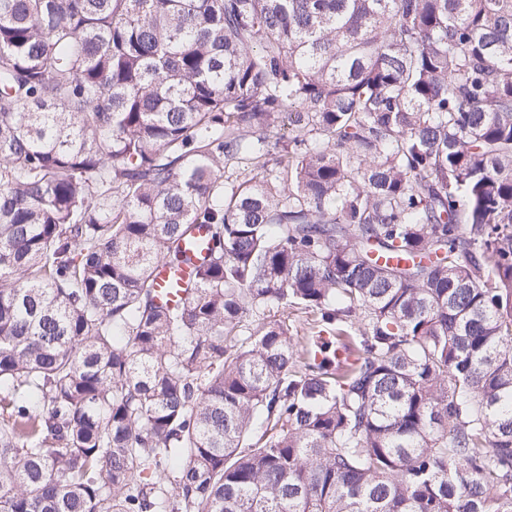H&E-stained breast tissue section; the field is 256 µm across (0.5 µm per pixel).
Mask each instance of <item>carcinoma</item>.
I'll return each instance as SVG.
<instances>
[{
    "label": "carcinoma",
    "mask_w": 512,
    "mask_h": 512,
    "mask_svg": "<svg viewBox=\"0 0 512 512\" xmlns=\"http://www.w3.org/2000/svg\"><path fill=\"white\" fill-rule=\"evenodd\" d=\"M0 512H512V0H0ZM192 274V266H183L179 270H171L164 266L158 268L155 279L160 291V298L168 304H173L182 294L176 291L183 288Z\"/></svg>",
    "instance_id": "obj_1"
}]
</instances>
